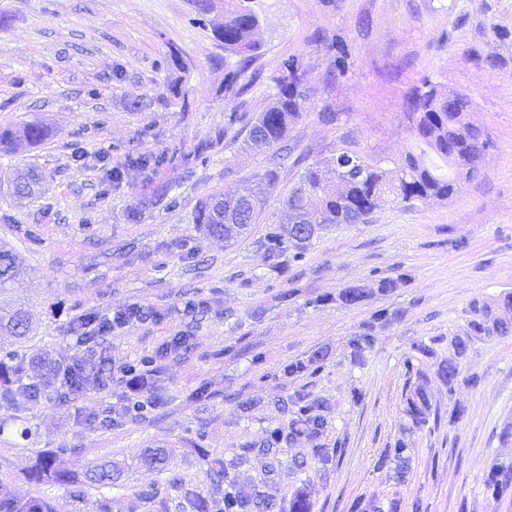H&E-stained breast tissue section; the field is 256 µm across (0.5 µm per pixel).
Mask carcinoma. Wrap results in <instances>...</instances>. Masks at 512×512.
<instances>
[{"instance_id":"carcinoma-1","label":"carcinoma","mask_w":512,"mask_h":512,"mask_svg":"<svg viewBox=\"0 0 512 512\" xmlns=\"http://www.w3.org/2000/svg\"><path fill=\"white\" fill-rule=\"evenodd\" d=\"M224 24L218 38L224 41V50L243 57L257 53L261 46L260 22L257 14L244 0H224ZM305 91L299 82L276 81V93L266 109L251 122L248 139L260 135L274 151L271 166L260 175L263 190L248 198L237 197L233 191H217L201 201L194 212L193 223L202 227L207 236L226 242L245 234L249 227L260 218L266 203L265 195L271 194L278 185L280 152L290 128L298 122L304 111ZM469 101L463 94L428 85L412 97L410 117L413 121L415 140L419 153H408L402 169L405 175L391 176L388 172L366 164L359 156L352 159L358 168L347 175L342 186L336 185V171L317 165L310 166L300 175L284 201L278 217L280 226L271 227L264 239L269 256H283L285 248L294 250L292 261L301 260L305 249L315 233L305 224L297 223L301 211L308 206L319 209L321 223L358 224L382 205L401 200L448 199L455 191L456 180L463 173H474L466 166L478 160L487 141L483 131L466 121L465 112ZM51 134L49 124L43 120L24 123L0 131V154L12 155L22 147L42 144ZM40 174L33 167L13 170L11 183L14 192L21 198L35 193ZM28 274L19 264L13 249L0 245V297L11 285ZM399 279L384 278L372 289L366 285H355L339 292L337 301L344 306L357 305L373 292L385 294L397 287ZM474 317L468 328L470 335L455 336L449 342L448 362L437 364L431 370L415 362L434 353L431 344L418 340L412 345V353L404 361L406 372L414 381L404 399V414L414 427L421 429L429 419L440 420L432 414L427 392L430 375L437 376L453 394L461 376V365L470 350L471 338L508 336L512 334V293L506 294L496 305L487 303L472 305ZM399 317V311L382 308L374 312L370 322L349 338L350 361L354 365L364 364L365 352L373 347L374 337L371 323L379 320L390 321ZM31 331V315L27 304L20 299L0 302V335L27 340ZM327 351L318 349L305 361L288 365V375L296 376L308 371L317 374L325 368ZM40 366L43 376L29 383L24 382L27 366ZM90 385V379L75 370L70 361L56 360L50 354L40 352L31 359L15 351H7L0 357V401L14 403L15 395L21 393L28 403L35 405L50 394L58 399H67ZM273 407L285 417L283 423L266 432L258 455L266 459L267 472H275L274 461L283 449L308 440L315 443L314 460L322 465L333 461L341 453L339 448H327L321 439L333 427L334 418L328 402L314 398L304 390H296L288 400L273 403ZM57 454L47 451L35 455L24 471L27 482L35 486V492L24 498L1 497L0 512H61L62 506L42 491L44 486H58L68 489L75 500L84 494V488H112L121 479L124 467L118 462L105 460L87 465L82 472L75 473L56 466ZM411 450L408 444L399 440L394 447L386 450L384 458L395 463L392 478L397 482L406 480ZM206 463L205 477L213 493L217 494L214 504H209L197 487L188 483L178 474L171 475L167 486L180 492L190 512H313L314 504L304 492L298 490L283 504L275 498L264 495L256 486L247 487L236 475H230L224 458L202 454ZM141 464L160 473L168 472L171 451L167 448H146L137 456ZM485 492L493 499H501L512 493V465L504 466L493 462L485 480ZM155 507V512H167L166 497L158 486L143 490L132 497L127 512H141L145 505Z\"/></svg>"}]
</instances>
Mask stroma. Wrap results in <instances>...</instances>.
I'll list each match as a JSON object with an SVG mask.
<instances>
[{
	"instance_id": "obj_1",
	"label": "stroma",
	"mask_w": 512,
	"mask_h": 512,
	"mask_svg": "<svg viewBox=\"0 0 512 512\" xmlns=\"http://www.w3.org/2000/svg\"><path fill=\"white\" fill-rule=\"evenodd\" d=\"M263 47L234 83L236 65L213 32L223 5L197 14L192 0H0V128L42 119L52 137L0 157V242L29 270L15 285L30 299L33 350L57 359L83 357L72 327L131 304L145 315L109 335L112 384L87 388L67 404L41 399L16 412L0 402V485L23 497L21 474L35 454L63 449L64 467L111 459L125 463L112 512L165 475L140 467L141 448L175 449L170 472L209 484L196 449L232 462L283 418L271 402L302 389L327 399L335 422L326 447L342 455L310 461L311 442L285 452L278 477L264 482V461L241 467L281 498L305 490L314 512H366L369 504L412 512H512L483 484L492 460L512 463V335L473 340L463 382L448 389L431 378L441 421L418 429L403 412L404 360L414 341L436 338L434 362L448 358L451 337L468 335L473 302L512 292V0H251ZM302 68L308 101L290 129L291 149L257 224L224 242L194 224L209 194L247 186L269 165L248 148L247 123L262 112L288 57ZM345 72L335 75L337 59ZM469 99L467 120L489 146L474 177H459L443 202L389 203L359 224L319 230L305 257L286 270L261 242L276 223L304 167L338 153L395 170L414 140L406 102L423 82ZM336 112L332 123L322 108ZM165 153L156 169L134 157ZM43 173L33 196L15 195L4 170ZM144 203L140 221L128 209ZM400 278L393 292L341 305L346 287ZM364 366H350L347 342L372 312ZM189 345L159 363L143 397L162 404L143 423L113 425L133 391L122 366L153 356L175 333ZM324 347L316 375L289 378L290 363ZM477 385L466 384L468 376ZM361 392L352 402L353 392ZM261 401L249 411L245 405ZM463 408L448 423L452 408ZM28 437H21V429ZM411 448L405 482L382 462L396 441ZM307 459L304 471L293 460Z\"/></svg>"
}]
</instances>
